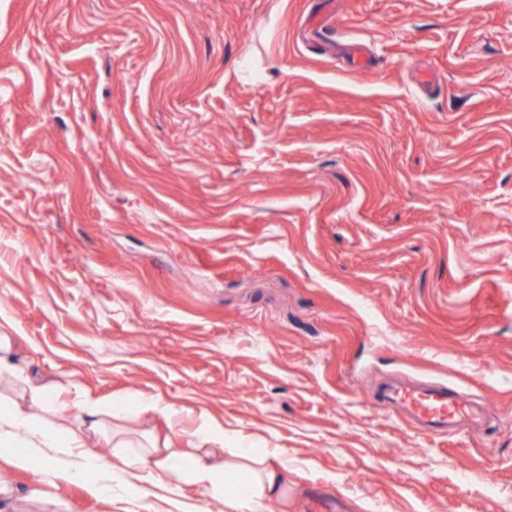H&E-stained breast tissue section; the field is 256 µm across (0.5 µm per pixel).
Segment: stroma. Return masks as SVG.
<instances>
[{
    "instance_id": "1",
    "label": "stroma",
    "mask_w": 512,
    "mask_h": 512,
    "mask_svg": "<svg viewBox=\"0 0 512 512\" xmlns=\"http://www.w3.org/2000/svg\"><path fill=\"white\" fill-rule=\"evenodd\" d=\"M0 310L96 457L88 398L267 449L281 512H512V0H0ZM394 378L486 431H421ZM12 455L6 512H238L234 473L36 499ZM380 398L387 406L407 409L428 433L454 432L466 425L480 429L487 423L488 412L483 406L470 402L444 382L388 385Z\"/></svg>"
}]
</instances>
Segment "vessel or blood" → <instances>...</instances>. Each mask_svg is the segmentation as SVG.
Instances as JSON below:
<instances>
[{"label": "vessel or blood", "mask_w": 512, "mask_h": 512, "mask_svg": "<svg viewBox=\"0 0 512 512\" xmlns=\"http://www.w3.org/2000/svg\"><path fill=\"white\" fill-rule=\"evenodd\" d=\"M385 405L407 409L426 432H454L464 426L478 429L487 423V411L444 382L426 385L393 384L381 394Z\"/></svg>", "instance_id": "1"}]
</instances>
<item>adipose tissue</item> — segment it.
I'll list each match as a JSON object with an SVG mask.
<instances>
[{"instance_id": "obj_1", "label": "adipose tissue", "mask_w": 512, "mask_h": 512, "mask_svg": "<svg viewBox=\"0 0 512 512\" xmlns=\"http://www.w3.org/2000/svg\"><path fill=\"white\" fill-rule=\"evenodd\" d=\"M26 390L32 404L25 410L12 401L0 400V445L12 446L13 442H24L27 451L19 461L31 464L39 460L45 483H54L60 474L88 485L97 494L111 493L113 487L125 481V470L105 463L89 455H76L81 439L73 432H65L46 425L34 414V407L48 408L55 397L47 388L27 383ZM205 436L192 450L172 449L165 455H157L155 449H145L140 456L142 468L154 478H162L175 469L190 472L194 482L204 488L220 489L224 475L229 471L241 473L242 478L235 488L240 512H268L270 503L281 502L286 492L284 466L272 465L265 453L250 452L247 462L217 460L216 450L224 445L223 430L205 426Z\"/></svg>"}]
</instances>
